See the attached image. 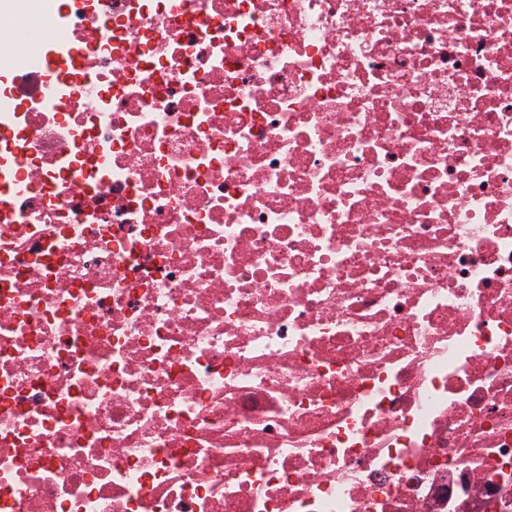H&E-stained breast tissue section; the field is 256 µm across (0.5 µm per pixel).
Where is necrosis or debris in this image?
Wrapping results in <instances>:
<instances>
[{
	"label": "necrosis or debris",
	"mask_w": 512,
	"mask_h": 512,
	"mask_svg": "<svg viewBox=\"0 0 512 512\" xmlns=\"http://www.w3.org/2000/svg\"><path fill=\"white\" fill-rule=\"evenodd\" d=\"M0 16V512H512V0Z\"/></svg>",
	"instance_id": "necrosis-or-debris-1"
}]
</instances>
